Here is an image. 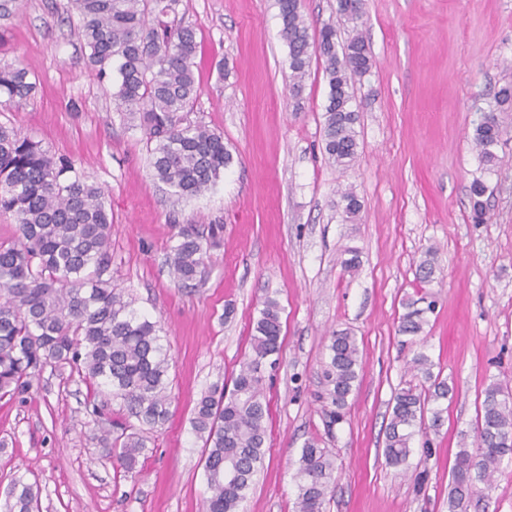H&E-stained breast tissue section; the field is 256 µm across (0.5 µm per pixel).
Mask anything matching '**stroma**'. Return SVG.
<instances>
[{
	"label": "stroma",
	"instance_id": "obj_1",
	"mask_svg": "<svg viewBox=\"0 0 512 512\" xmlns=\"http://www.w3.org/2000/svg\"><path fill=\"white\" fill-rule=\"evenodd\" d=\"M374 59L355 81L360 149L342 169L322 149L328 82L313 63L294 100L275 0H180L199 44L201 95L188 122L221 133L232 162L210 190L175 201L149 166L150 146L123 120L69 16L68 0H23L0 20V64L25 67L37 89L0 104V125L42 142L55 160L102 187L112 209V275L135 309L161 326L170 415L145 431L137 471L106 457L69 369L47 368L0 399V495L16 477L38 484L40 512H202L203 442L191 418L200 395L230 383L251 352L265 298L280 306L282 356L264 370L265 458L241 512H295L296 460L316 439L336 458L324 512H448L462 437H473L485 387L512 383V111L493 170L472 134L512 83V0H363ZM488 187L487 220L471 219L469 186ZM362 202L345 221L339 193ZM218 227L203 282L181 288L167 264L180 227ZM360 266L344 272L345 249ZM434 250L436 271L417 265ZM434 300L423 333H397L406 299ZM349 329L362 368L340 422L321 398L329 333ZM453 385L443 425L416 436L407 465L383 455L395 389L414 381L417 353ZM469 512H512V455Z\"/></svg>",
	"mask_w": 512,
	"mask_h": 512
}]
</instances>
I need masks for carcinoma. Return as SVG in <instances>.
<instances>
[{
	"label": "carcinoma",
	"mask_w": 512,
	"mask_h": 512,
	"mask_svg": "<svg viewBox=\"0 0 512 512\" xmlns=\"http://www.w3.org/2000/svg\"><path fill=\"white\" fill-rule=\"evenodd\" d=\"M180 0H70L79 15L81 34L97 74L117 63L121 112L154 144L153 177L178 199L196 197L220 179L232 161L224 136L202 125H182L201 93L194 68L198 43L194 30L172 19ZM281 33L288 47L293 96L302 92L312 58L322 61L328 79L323 149L336 167H348L359 152L353 108L354 78L373 66L370 46L360 22V0H336V13L353 24V35L337 38L333 21L318 34L300 11L299 0H276ZM35 83L19 66H0V98L21 105L31 99ZM495 108L482 116L472 143L486 169L498 161L504 129L499 108L512 104V86L495 94ZM0 213L13 216L18 237L0 241V398L22 394L36 373L47 366H69L71 372L121 402L126 420L104 417L105 401H90L91 414L102 423L98 442L116 456L127 473L134 472L145 439L129 422L151 429L169 417L167 350L157 323L141 315L111 271L112 212L104 190L88 182L74 167L58 163L42 143L0 126ZM488 187L476 179L469 187L473 219H486ZM346 221L353 223L361 203L352 190L341 193ZM204 233L190 224L172 238L167 257L178 286L202 282L207 255ZM422 299H409L398 333L415 337L423 331ZM279 305L263 301L252 336V352L233 380V388L215 386L202 394L191 421L203 441L204 472L209 496L204 512H239L263 460L266 406L264 367L281 352ZM329 359L322 370L325 399L341 418L358 379L360 354L347 329L332 332ZM424 393L413 385L395 390L386 427L384 455L391 465L407 463L416 427L426 406L445 399L444 381ZM512 455V391L492 382L484 389L475 441L461 442L451 472L448 512H469L481 486L491 487L502 458ZM334 460L329 450L311 440L301 448L296 472L298 512H323ZM40 491L13 480L0 512H39Z\"/></svg>",
	"instance_id": "cac0c4a2"
}]
</instances>
